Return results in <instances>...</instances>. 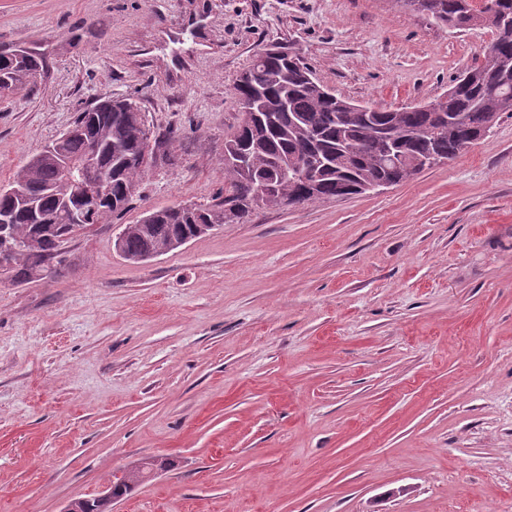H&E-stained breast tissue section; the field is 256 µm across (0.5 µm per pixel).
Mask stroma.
<instances>
[{
  "label": "stroma",
  "instance_id": "stroma-1",
  "mask_svg": "<svg viewBox=\"0 0 512 512\" xmlns=\"http://www.w3.org/2000/svg\"><path fill=\"white\" fill-rule=\"evenodd\" d=\"M495 37L397 0H0V49L46 60L0 101V185L106 93L181 158L63 243L65 268L0 283V512H62L150 456L172 465L114 512H512V115L405 182L145 263L114 248L223 195L233 85L263 50L397 109Z\"/></svg>",
  "mask_w": 512,
  "mask_h": 512
}]
</instances>
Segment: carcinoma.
Instances as JSON below:
<instances>
[{"mask_svg":"<svg viewBox=\"0 0 512 512\" xmlns=\"http://www.w3.org/2000/svg\"><path fill=\"white\" fill-rule=\"evenodd\" d=\"M463 0H434L436 14L432 18L451 28L461 29L477 24L461 8ZM496 39L484 52V61L476 66L479 75L465 84L460 74L453 81L456 96L448 100L441 112H423L410 107L398 110L368 108L366 113H348L339 103L306 86L299 73L287 67L282 57H266L253 61L240 81L234 85L237 99L248 98L255 88L263 90L268 107L259 111L261 119L246 135L227 139L235 143L245 139V151L250 154L251 170L244 173L232 165L224 166V198L212 204H187L181 210H169L163 219L151 224H127L122 229L125 251L138 257L161 250L167 242L180 236L193 235L196 221L218 224L224 217L225 206L243 204L253 190V179L277 176L282 198L298 197L310 202L336 197L342 187H358L370 179L387 177L400 183L416 173L410 162L427 153L447 160L455 158L471 145V133L480 130L483 117L512 112V28L496 29ZM41 54L21 51V57L0 55V80L8 81L15 91L33 80L43 69ZM93 118L96 136L122 148L124 154L134 153L140 146L139 133L147 126L145 113L130 99H112V108L93 107L77 113L72 126L78 127ZM387 133L399 164H386L381 158V146L374 135L375 127ZM315 144L326 165L320 172L318 186L306 190L292 179V174L278 169L275 162L293 163L303 151ZM90 141L83 134H74L62 143V151L80 157ZM116 177L112 180V198L119 199L125 189L140 185L147 168L112 162ZM25 179L28 193L43 213L56 217L46 225L42 243L29 244L35 234L27 213L15 201L0 194V214L14 216L10 225L13 273L18 282L31 281L50 268L51 263H63L60 246L73 238L80 229L66 222L60 213L58 199L65 185L59 168L51 161L35 166H22L12 182ZM148 480V468L143 460L128 463L125 482L120 494L126 495Z\"/></svg>","mask_w":512,"mask_h":512,"instance_id":"cac0c4a2","label":"carcinoma"}]
</instances>
